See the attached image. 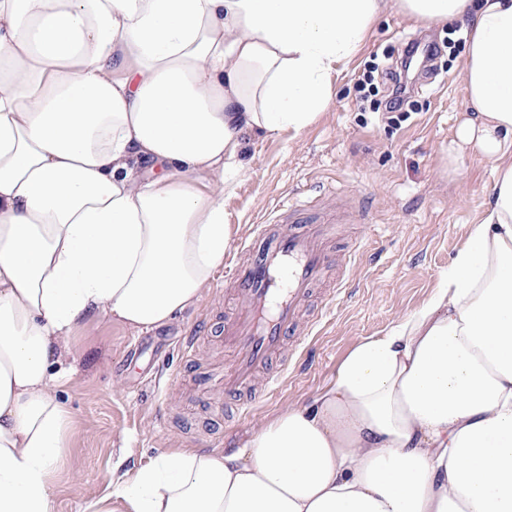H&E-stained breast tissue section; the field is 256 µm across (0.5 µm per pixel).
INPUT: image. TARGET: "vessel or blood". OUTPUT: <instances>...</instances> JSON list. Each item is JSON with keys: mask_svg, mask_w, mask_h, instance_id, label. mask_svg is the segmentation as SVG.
<instances>
[{"mask_svg": "<svg viewBox=\"0 0 512 512\" xmlns=\"http://www.w3.org/2000/svg\"><path fill=\"white\" fill-rule=\"evenodd\" d=\"M335 263L320 224L285 227L272 219L242 243L225 279L233 307L224 316V343L234 355L220 380L225 392L250 389L257 370L281 351L310 287Z\"/></svg>", "mask_w": 512, "mask_h": 512, "instance_id": "vessel-or-blood-1", "label": "vessel or blood"}]
</instances>
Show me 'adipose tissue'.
<instances>
[{"instance_id":"ef3b65f1","label":"adipose tissue","mask_w":512,"mask_h":512,"mask_svg":"<svg viewBox=\"0 0 512 512\" xmlns=\"http://www.w3.org/2000/svg\"><path fill=\"white\" fill-rule=\"evenodd\" d=\"M391 6L470 29L457 146L495 165L482 221L311 402L85 512H512V0H0V512H55L72 429L49 369L78 325L199 302L245 141L312 125Z\"/></svg>"}]
</instances>
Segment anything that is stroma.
<instances>
[{
  "instance_id": "35a3bbf8",
  "label": "stroma",
  "mask_w": 512,
  "mask_h": 512,
  "mask_svg": "<svg viewBox=\"0 0 512 512\" xmlns=\"http://www.w3.org/2000/svg\"><path fill=\"white\" fill-rule=\"evenodd\" d=\"M452 30L388 10L357 55L340 65L329 106L314 124L244 146L242 171L224 197L226 221L235 227L226 261L290 195L311 218L344 214L357 201L373 217L368 224H332L328 245L336 265L313 288L297 332L271 366L281 374L277 390L259 383L253 394L234 398L216 385L233 364L220 335L230 308L220 272L198 304L164 327L135 330L97 312L75 330L69 355L50 367L54 394L73 426L53 478L56 512H83L106 493L112 473H134L160 452L236 447L333 382L358 342L381 335L428 299L493 192L492 162L471 150L454 153L467 116L463 56L444 62L422 90V111L395 120L360 111L356 87L373 55L416 34L440 41ZM344 276L350 286L333 295ZM192 330L194 350L186 355L182 345Z\"/></svg>"
}]
</instances>
